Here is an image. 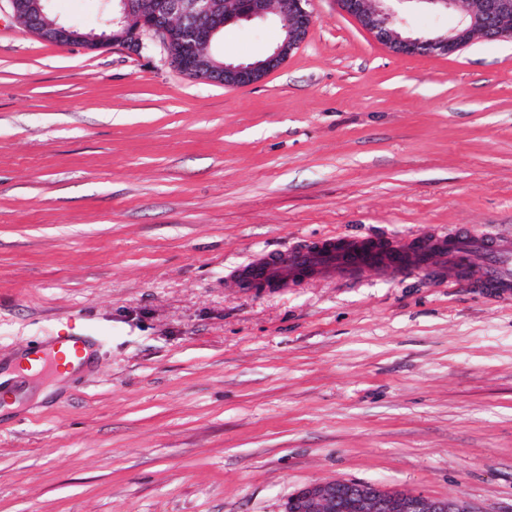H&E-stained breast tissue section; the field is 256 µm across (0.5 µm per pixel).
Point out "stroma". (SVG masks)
<instances>
[{"mask_svg":"<svg viewBox=\"0 0 512 512\" xmlns=\"http://www.w3.org/2000/svg\"><path fill=\"white\" fill-rule=\"evenodd\" d=\"M311 9L282 67L225 87L158 43L43 41L0 0V512H284L331 480L512 512V300L229 278L311 235L512 231V40L402 56ZM67 331L80 367L23 375Z\"/></svg>","mask_w":512,"mask_h":512,"instance_id":"35a3bbf8","label":"stroma"}]
</instances>
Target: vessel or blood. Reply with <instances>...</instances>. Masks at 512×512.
<instances>
[{"label": "vessel or blood", "mask_w": 512, "mask_h": 512, "mask_svg": "<svg viewBox=\"0 0 512 512\" xmlns=\"http://www.w3.org/2000/svg\"><path fill=\"white\" fill-rule=\"evenodd\" d=\"M466 284L498 298L512 297V233L486 236L471 230L436 231L411 241H388L379 236L325 235L303 240L283 251H263L236 277L248 288H285L297 279L316 276H354L374 271L398 277L410 270ZM86 348L79 336L55 339L51 356H35L49 367L78 362Z\"/></svg>", "instance_id": "obj_1"}]
</instances>
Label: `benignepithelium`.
<instances>
[{"instance_id": "benign-epithelium-1", "label": "benign epithelium", "mask_w": 512, "mask_h": 512, "mask_svg": "<svg viewBox=\"0 0 512 512\" xmlns=\"http://www.w3.org/2000/svg\"><path fill=\"white\" fill-rule=\"evenodd\" d=\"M465 2L458 25L444 32L412 35L398 29L394 4L403 0H338L340 9L378 43L405 56H450L477 39H512V0H416L434 10ZM12 17L24 28L58 45L96 50L106 44L141 53L159 40L171 64L184 75L226 86L262 81L280 68L305 41L315 16L311 0H154L145 13L138 0H112V28L103 35L49 20L50 0H8ZM277 15L283 39L263 58L232 62L211 51L224 27ZM285 512H475L463 498L434 499L420 493L391 491L356 481L318 482L298 490Z\"/></svg>"}]
</instances>
